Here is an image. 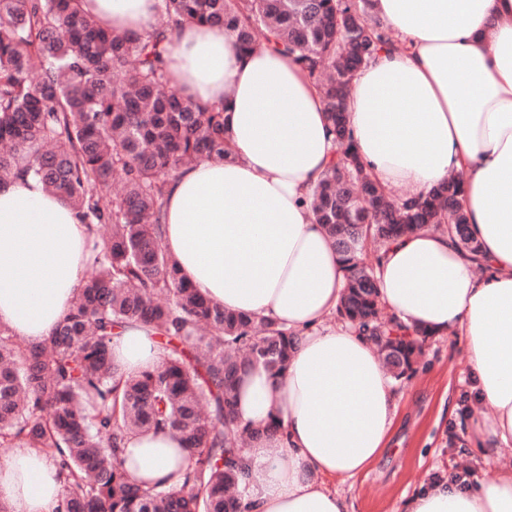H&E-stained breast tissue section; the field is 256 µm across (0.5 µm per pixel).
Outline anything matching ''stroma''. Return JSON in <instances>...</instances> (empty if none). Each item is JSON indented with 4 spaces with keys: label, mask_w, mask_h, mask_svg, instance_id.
Wrapping results in <instances>:
<instances>
[{
    "label": "stroma",
    "mask_w": 512,
    "mask_h": 512,
    "mask_svg": "<svg viewBox=\"0 0 512 512\" xmlns=\"http://www.w3.org/2000/svg\"><path fill=\"white\" fill-rule=\"evenodd\" d=\"M397 417L385 451L338 490L355 512H401L405 500L436 479L465 478L477 486L512 467V446L495 464L477 467L464 435L472 419L489 418L490 405L476 402L463 337H435L424 348L414 376L395 387Z\"/></svg>",
    "instance_id": "obj_1"
}]
</instances>
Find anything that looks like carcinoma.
Segmentation results:
<instances>
[{
    "instance_id": "obj_1",
    "label": "carcinoma",
    "mask_w": 512,
    "mask_h": 512,
    "mask_svg": "<svg viewBox=\"0 0 512 512\" xmlns=\"http://www.w3.org/2000/svg\"><path fill=\"white\" fill-rule=\"evenodd\" d=\"M83 0H0V181L32 175L65 196L99 237L74 308L48 341L31 346L0 328V448L52 460L62 477L57 512H244L246 450L277 428L235 411L247 365L286 375L296 336L232 313L181 279L163 242V201L178 167L228 160L224 107L197 106L170 85L163 43L186 26H217L239 46L279 50L323 95L339 150L311 194L315 221L342 256L338 317L369 337L398 382L410 379L429 335L384 316L368 245L381 251L421 228L472 237L453 176L425 194L391 198L353 147L343 102L352 73L394 46L373 0H165L148 37L112 29ZM49 68L35 82L36 62ZM122 193L105 194L115 175ZM144 325L167 350L162 366L124 376L113 331ZM168 431L189 464L176 490L131 479L129 435Z\"/></svg>"
}]
</instances>
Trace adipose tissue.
<instances>
[{
  "label": "adipose tissue",
  "mask_w": 512,
  "mask_h": 512,
  "mask_svg": "<svg viewBox=\"0 0 512 512\" xmlns=\"http://www.w3.org/2000/svg\"><path fill=\"white\" fill-rule=\"evenodd\" d=\"M405 50L359 68L345 112L371 179L412 194L464 170L462 203L480 260L453 235L421 229L386 247L376 269L386 308L433 336H463L493 419L472 424L476 461L512 444V0H374ZM113 29L144 36L164 0H83ZM166 75L186 99L223 105L232 157L181 167L169 180L163 244L181 277L225 309L297 333L284 379L248 367L237 413L275 439L248 450L249 512H353L329 481L347 482L383 453L396 414L394 381L372 344L330 325L344 285L340 255L309 208L337 144L318 89L280 52L241 50L233 32L194 26L169 37ZM91 238L69 200L33 176L0 183V324L49 338L84 286ZM166 351L142 325L120 329L112 361L136 374ZM137 482L179 488L186 452L168 434L125 445ZM62 485L45 457L14 448L0 462L9 512H56ZM403 512H512V469L472 487L436 482Z\"/></svg>",
  "instance_id": "ef3b65f1"
}]
</instances>
